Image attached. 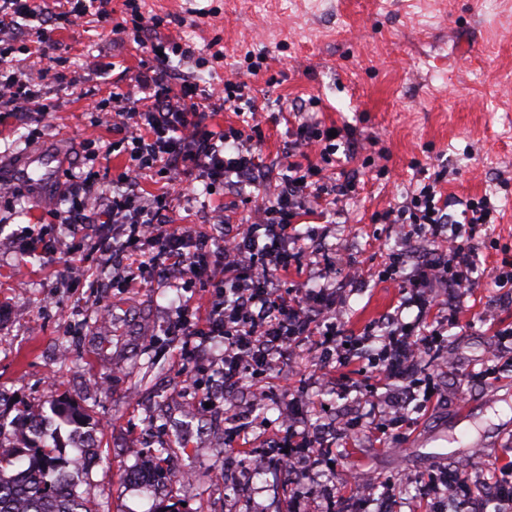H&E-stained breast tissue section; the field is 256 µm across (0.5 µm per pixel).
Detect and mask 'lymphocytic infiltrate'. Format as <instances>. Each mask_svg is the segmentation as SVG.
<instances>
[{
    "label": "lymphocytic infiltrate",
    "mask_w": 512,
    "mask_h": 512,
    "mask_svg": "<svg viewBox=\"0 0 512 512\" xmlns=\"http://www.w3.org/2000/svg\"><path fill=\"white\" fill-rule=\"evenodd\" d=\"M66 2L65 10L42 13L29 0H0V112L26 111L39 123L52 116L30 69L7 62L11 50L6 43L16 37L19 21L32 23L38 43L46 50L55 43L58 24L75 26L88 14L101 22L112 21L111 0ZM126 13L125 20L112 22V32L133 37L145 49L148 61L136 83L147 104L134 106L127 92L112 94L118 105L114 117L132 145L131 163L113 177L116 189L96 217L98 223L121 227L123 239L113 244V252L123 257L133 244L146 245L152 254L140 269L151 278L174 274L188 285L208 279L213 293L206 315L193 319L180 313L175 326L185 338L182 354L187 359L196 352L195 341L223 339L224 382L239 383L246 374L266 378L278 361L309 336L324 373L345 367L344 331L333 319L328 302L336 286L335 263L327 264L322 283L307 292L283 289L282 282L288 272L311 265L319 254L318 249L298 247L295 218L310 203L340 199L353 191L351 181L329 185L320 179L323 167H338L353 158L352 130L330 137L328 130L303 120L301 105H293L295 143L313 150L316 160L288 158L279 189L255 206L246 227L236 230L227 224L217 235L171 222L167 196L148 197L141 190V178L148 171L158 170L173 186L190 181L210 189L232 181L240 187L252 186L263 179L253 135L238 130L228 136L208 123L210 107L228 94L243 97L247 85L228 80L223 87L198 94L193 82L176 78L169 70V58L176 55L198 67L208 66L209 58L189 44L159 38L164 17H145L136 0H128ZM68 180L70 205L56 211L55 218L76 236L89 221L82 197L98 190L101 183L73 173ZM437 187V182H428L405 202L375 216L377 223L405 227L401 249L389 257L387 275L407 278L409 291L403 304L417 310L414 322H403L397 312L382 322V346L371 359L373 371L393 385L384 404L394 409L400 423L417 397L428 399L434 394L420 376V365L443 351L445 344L441 328L431 327L429 320L443 302L449 313H457L459 294L476 287L473 273L479 234L495 213L490 198L482 196L463 200L459 216H452ZM417 236L424 239V247H412Z\"/></svg>",
    "instance_id": "lymphocytic-infiltrate-1"
}]
</instances>
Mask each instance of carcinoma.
<instances>
[{
  "instance_id": "cac0c4a2",
  "label": "carcinoma",
  "mask_w": 512,
  "mask_h": 512,
  "mask_svg": "<svg viewBox=\"0 0 512 512\" xmlns=\"http://www.w3.org/2000/svg\"><path fill=\"white\" fill-rule=\"evenodd\" d=\"M53 411L67 423L83 418L80 407L67 399L56 401ZM32 434L22 449L26 467L10 474L0 467V512H94L78 492L79 482L67 470V461L41 440L42 430Z\"/></svg>"
}]
</instances>
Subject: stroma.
<instances>
[{"label":"stroma","mask_w":512,"mask_h":512,"mask_svg":"<svg viewBox=\"0 0 512 512\" xmlns=\"http://www.w3.org/2000/svg\"><path fill=\"white\" fill-rule=\"evenodd\" d=\"M139 3L144 16L170 17L162 35L223 49L213 69L175 55L169 66L203 89L246 82L248 98L227 103L209 123L239 129L243 114L256 112L259 149L274 171L241 193L228 186L209 196L173 192L174 223L204 231L217 209L245 218L277 191L292 140V103L305 102L320 127L353 129L361 152L322 177L329 184L354 180V192L298 218L305 243L369 270L364 281L335 288L336 316L348 335L396 310L406 322L416 315L402 309L399 282L381 275L398 238L389 225L374 223L376 213L438 171L450 199L489 196L497 220L479 245L478 286L462 296L461 325L448 330L443 357L423 369L438 400L410 404L403 439L381 444L362 430L346 442L333 439L314 471L316 484L337 487L345 476L372 475L392 512H429L420 484L444 467L468 475L464 490L473 492L512 462V364L487 353L496 331L512 327V303L502 301L490 275L499 248H512V0H326L319 14L308 0ZM426 10L440 21L424 32L417 17ZM55 40L33 72L54 109L50 125L36 132L19 113L0 112V176L15 187L0 198V415L9 422L29 412L47 417L53 401L65 397L80 405L85 424L77 432L61 426L58 442L68 459L80 453L77 439L94 443L97 465L80 475L78 490L95 512H330L324 498L298 496L292 476L261 459L281 430V404L267 401L249 446H228L233 404L212 391L224 345L210 340L186 360L182 337L171 331L180 308L204 312L209 289L187 292L163 280L126 285L105 250L121 232L117 224L88 225L77 240L78 272H64L75 240L53 212L64 207L66 173L92 178L106 166L115 175L127 165L126 154L96 159L81 145L121 139L112 126V87L133 90L143 54L94 20L57 32ZM73 70L84 76L77 87L56 77ZM24 229L44 238L42 253L26 251ZM62 346L69 354L60 360L55 352ZM314 364L305 342L268 376L277 387L301 385L303 427L367 416L369 399L341 396L335 385L313 378ZM463 370L472 372L469 382L459 379ZM189 373L198 388L184 404L178 396ZM162 447L168 467L188 471L190 480L157 479ZM232 461L250 471V495L225 481Z\"/></svg>","instance_id":"obj_1"}]
</instances>
